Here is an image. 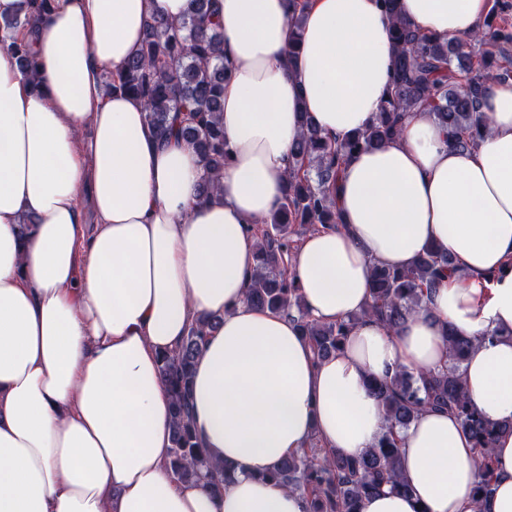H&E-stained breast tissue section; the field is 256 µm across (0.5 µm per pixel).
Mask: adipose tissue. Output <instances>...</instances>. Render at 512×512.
<instances>
[{"mask_svg": "<svg viewBox=\"0 0 512 512\" xmlns=\"http://www.w3.org/2000/svg\"><path fill=\"white\" fill-rule=\"evenodd\" d=\"M189 0H0V22L38 60L29 78L0 49V512H308L265 474L311 439L346 457L385 431L369 378L434 369L445 331L471 338L467 394L512 420V86L482 101L486 131L459 151L426 113L342 164L341 226L301 238L289 270L312 317L334 323L371 300L372 266L405 269L436 245L455 272L397 332L359 322L316 359L279 311L245 297L254 225L284 201L302 112L343 140L366 128L391 83L382 0H311L287 65L293 0H216L224 32V136L231 159L215 198L200 159L159 140L138 98L105 90L136 56L149 21ZM435 38L477 32L487 0H401ZM219 317L195 361L191 414L212 458L233 471L214 493L166 467L172 406L157 354L192 322ZM477 450L459 420L425 411L400 435L405 494L361 512H472ZM483 512H512V435L494 445Z\"/></svg>", "mask_w": 512, "mask_h": 512, "instance_id": "adipose-tissue-1", "label": "adipose tissue"}]
</instances>
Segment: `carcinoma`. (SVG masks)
<instances>
[{
    "mask_svg": "<svg viewBox=\"0 0 512 512\" xmlns=\"http://www.w3.org/2000/svg\"><path fill=\"white\" fill-rule=\"evenodd\" d=\"M392 20L396 52L393 75L383 106L363 131L340 142L327 140L307 112L301 113V134L292 146L297 166L289 169L284 202L256 229V265L246 300L256 306L280 309L309 337L317 359L338 352L355 325L366 317L396 331L413 313L426 306L430 290L453 270L448 252L432 246L407 270L374 266L371 304L345 321L322 323L305 306L300 286L290 274L288 258L297 236L322 228H336L334 189L340 166L354 152L379 147L400 131L409 112H426L446 129L452 145L471 150L485 130L480 103L490 83L512 85V70L491 66L488 59L512 44V32L493 27L463 38L421 35L399 18V0H382ZM213 0H189L187 14L178 23L147 25L141 49L116 78L106 76L109 91L140 99L155 135L167 140L177 135L201 158L200 194L217 192L230 148L224 138V35L213 17ZM30 24L7 20L0 24V44L32 75L37 62L29 45L13 36ZM219 319L202 317L192 323L181 344L158 356L159 372L173 409L172 446L167 469L178 481L206 479L216 492L230 480L228 470L214 462L197 436L190 411L193 366L207 334ZM448 364L419 374L396 372L387 381L372 380L370 389L382 406L387 432L358 458L332 454L317 440L283 459L263 478L298 491L310 499V512H361L362 501L378 493L408 492L399 478V443L395 430L430 409L453 413L477 449L479 482L472 493L479 507L490 492L494 462L490 449L496 439L512 434V421L491 422L468 398L462 364L473 341L450 335Z\"/></svg>",
    "mask_w": 512,
    "mask_h": 512,
    "instance_id": "carcinoma-1",
    "label": "carcinoma"
}]
</instances>
